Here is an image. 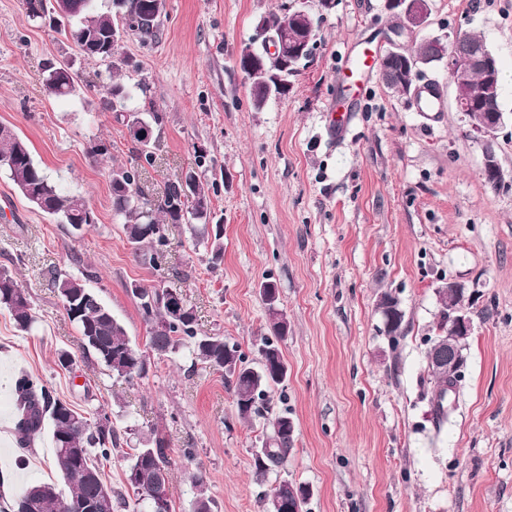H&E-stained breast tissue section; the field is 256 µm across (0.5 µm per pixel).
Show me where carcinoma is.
I'll return each instance as SVG.
<instances>
[{
	"instance_id": "obj_1",
	"label": "carcinoma",
	"mask_w": 512,
	"mask_h": 512,
	"mask_svg": "<svg viewBox=\"0 0 512 512\" xmlns=\"http://www.w3.org/2000/svg\"><path fill=\"white\" fill-rule=\"evenodd\" d=\"M123 10L112 7L98 10L96 0H67L66 21L54 26L89 58L100 61L114 60L124 39L135 35L140 40L154 41L160 32V19L155 7H165V0H123ZM262 25L271 34L285 36L294 27L290 13L271 12L262 18ZM240 68L252 81L251 98L254 109L261 110L275 97L288 94L290 79L297 71L295 56L286 50L279 57H271L266 50H257L253 44L240 51ZM44 85L49 95L68 98L81 93L70 72L60 67L44 68ZM112 110L122 118L132 140L139 146L140 155L151 159L148 148L152 140H141L134 129L153 128L159 121L157 114L145 117L131 108L126 84L112 76L109 89ZM0 175L8 178L26 198L38 201L36 209L59 224H66L75 232L96 223L95 215L85 198L76 193L62 191L38 165L28 142L17 132L0 126ZM138 163L112 169V205L123 219V231L136 257L153 268L161 266L169 240L166 225L187 223L194 235L210 245L213 263L224 254L220 225L211 224L210 199L195 173L188 180L169 183L161 198L148 199L140 191ZM53 286L62 307L80 335L84 352L94 356L118 379L132 382L147 373L149 357L133 345L121 322L112 314L96 292L79 279L59 273ZM138 298V310L149 330V349L158 358L187 352L192 364L224 374L230 383L237 414L243 420L259 416L268 408L271 397L288 376V366L279 347V341L288 333V320L280 308L278 289L271 282L263 284L260 294L268 312L271 335L263 337L258 366H252L236 343L222 336L198 334L196 315L186 296H181L185 311L179 316L171 314L167 298L170 289H131ZM463 302V293L452 290L448 303L441 304L439 334L434 340L448 337L451 326L448 304ZM9 312L16 327L22 332L33 329L37 316L32 295L9 271L0 270V310ZM437 384V414H445L443 396L448 391L447 373L431 371ZM13 393L17 411L15 432L22 445L50 427L53 444V466L68 488L60 492L56 484L41 482L28 486L21 493L0 497V512H55L58 502L70 503L71 512H86L90 503H100V512H116L126 507L119 490L108 486L102 475V464L112 455L123 452L124 439L103 409L80 412L73 405L60 400L50 384L39 376L20 373L13 380ZM296 428L288 413L278 415L270 434L252 455V469L258 480L285 465L294 451ZM169 442L156 436L141 448L134 449L125 471L126 482L138 500L152 507V489L156 481L171 484ZM192 483L199 494L195 512H214V501L205 494L206 477L203 472L192 474ZM311 493L303 483L282 480L262 492L260 500L264 512H304ZM281 497L290 505L276 509L275 499Z\"/></svg>"
}]
</instances>
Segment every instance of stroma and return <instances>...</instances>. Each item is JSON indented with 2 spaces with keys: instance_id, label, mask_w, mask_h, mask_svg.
I'll list each match as a JSON object with an SVG mask.
<instances>
[{
  "instance_id": "obj_1",
  "label": "stroma",
  "mask_w": 512,
  "mask_h": 512,
  "mask_svg": "<svg viewBox=\"0 0 512 512\" xmlns=\"http://www.w3.org/2000/svg\"><path fill=\"white\" fill-rule=\"evenodd\" d=\"M301 2L167 0L157 41H124L120 77L134 90L132 104L161 117L147 162L113 117L108 65L30 20L20 0H0V124L26 137L35 160L65 190L83 194L97 217L72 232L0 177L13 204L0 211V267L28 287L37 312L25 333L0 310L6 494L59 479L50 434L22 448L13 433L11 385L26 371L49 378L76 408H102L117 428L134 426L140 440L165 436L173 512H193L198 470L216 512H263L262 491L281 479L309 485L307 512H512V126L497 135L504 181L494 189L482 175L481 146L455 109L447 62L423 73L441 92L431 111L388 89L376 71L342 76L347 45L386 48L394 20L384 0H338L288 96L255 110L237 54L260 19ZM431 8L425 36L455 28L484 38L512 114V0H431ZM49 60L70 62L92 84L93 106L46 92ZM330 107L350 116L343 136L327 127ZM99 141L108 147L102 157L91 152ZM201 150L212 160L201 180L224 224L222 263L212 266L188 226L172 224L161 268L141 264L112 207V169L138 161L139 186L155 200L196 170ZM55 271L96 291L140 348L147 329L131 287L180 289L199 334L238 343L254 363L268 333L260 288L274 282L288 318L283 388L264 415L244 421L223 375L188 359H152L131 383L112 377L83 354L53 288ZM451 282L473 301V331L457 394L440 419L426 351L439 319L436 291ZM385 293L404 312L396 341L378 309ZM64 351L72 370L58 364ZM282 413L295 422V451L257 480L252 451Z\"/></svg>"
}]
</instances>
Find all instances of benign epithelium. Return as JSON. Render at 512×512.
Here are the masks:
<instances>
[{
	"label": "benign epithelium",
	"mask_w": 512,
	"mask_h": 512,
	"mask_svg": "<svg viewBox=\"0 0 512 512\" xmlns=\"http://www.w3.org/2000/svg\"><path fill=\"white\" fill-rule=\"evenodd\" d=\"M385 9L403 18V26L391 31L387 37L390 48L379 55L376 60L378 74L389 88L399 87V91L420 97L422 88L418 84L428 61L416 58L405 51L401 41L412 39L431 23L430 0H385ZM448 71L454 75L451 80L456 110L464 117L472 118V113L479 110L481 122L470 123L475 139L484 143L482 154V174L500 183L503 181L502 169L495 151L497 132L504 124L505 112L497 85L496 59L488 47L479 52L454 54L448 56ZM475 72L484 76V83L479 88L469 84V77ZM472 333V319L465 310L456 311L453 317V333L448 343H440L436 348L457 349Z\"/></svg>",
	"instance_id": "obj_1"
}]
</instances>
